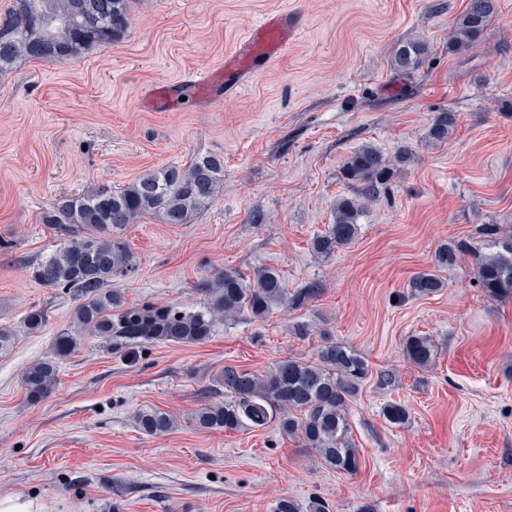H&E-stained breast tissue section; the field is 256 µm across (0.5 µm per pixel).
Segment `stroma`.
<instances>
[{"label": "stroma", "mask_w": 512, "mask_h": 512, "mask_svg": "<svg viewBox=\"0 0 512 512\" xmlns=\"http://www.w3.org/2000/svg\"><path fill=\"white\" fill-rule=\"evenodd\" d=\"M468 0H133L131 26L109 46L67 60H19L0 74V323L14 332L0 357V512H272L284 496H320L334 512H512V301L487 297L471 258L442 270L441 292L406 296L441 244L484 249V224L512 225V0L480 43L448 53ZM299 12L288 51L234 98L186 100L149 111L147 90L212 69L263 13ZM429 52L408 78L395 47ZM453 112L448 139L428 141L433 116ZM369 145L415 159L371 202L349 246L324 258L312 238L350 190L344 162ZM224 160V185L189 224L146 216L122 238L134 274L118 279L126 304L199 307L196 286L216 273L278 269L288 290L317 297L217 326L195 345L115 349L82 337L59 360L51 395L30 402L24 370L51 355L78 299L32 280L55 249L41 212L60 197L194 158ZM41 331L24 330L32 308ZM310 330L294 333L295 326ZM330 330L373 376L350 402L362 465L337 473L276 425L208 431L194 421L225 366L261 372L312 359ZM434 345L413 364L409 337ZM392 372L379 385L375 375ZM409 412L389 424L386 404ZM160 409L176 421L162 437L132 416Z\"/></svg>", "instance_id": "stroma-1"}]
</instances>
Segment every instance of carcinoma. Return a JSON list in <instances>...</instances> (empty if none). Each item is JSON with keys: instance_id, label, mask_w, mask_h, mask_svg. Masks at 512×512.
I'll return each mask as SVG.
<instances>
[{"instance_id": "obj_1", "label": "carcinoma", "mask_w": 512, "mask_h": 512, "mask_svg": "<svg viewBox=\"0 0 512 512\" xmlns=\"http://www.w3.org/2000/svg\"><path fill=\"white\" fill-rule=\"evenodd\" d=\"M495 0H469L448 35V52L461 53L476 46L495 11ZM131 0H12L0 17V73L22 58L60 60L75 58L93 44L110 45L125 35L130 25ZM428 46L412 40L393 51L391 65L409 75L421 66ZM457 124L453 112H438L427 138L441 142ZM412 150L404 147L393 158L372 146L353 152L341 176L351 196L336 200L333 223L312 241L313 250L329 257L350 245L359 235V219L375 200L380 188L410 161ZM224 184V159L215 155L194 158L186 167L167 166L141 175L123 188H99L81 195L63 196L41 212L39 223L57 233L58 246L31 268V278L47 288L78 294L72 331L55 338L53 355L69 356L82 336H94L115 347L158 342L194 345L209 339L218 324L243 313L257 319L269 317L281 306L299 305L314 297L310 284L296 294L280 272L270 266L253 269V276L238 271L218 273L203 283V305L184 310L154 302L127 306L112 282L133 274L137 258L124 241L114 236L144 215L165 224H188L215 197ZM479 233L495 239L499 251L485 255L460 241L442 245L433 271L420 272L407 285L410 295L423 297L442 291L446 282L436 270L456 264L470 253L475 284L494 300L512 299V231L499 224H484ZM45 310L33 308L23 318L30 332L43 328ZM322 345L308 361L286 359L256 373L233 365L224 366L217 384L224 399L212 400L195 414L196 424L208 430L264 428L278 424L281 431L298 438L321 463L338 473L354 475L360 467L358 449L349 433L347 409L371 375L368 361L354 348L321 333ZM412 363L430 362L434 348L426 336L406 342ZM58 381V367L51 360L27 367L22 384L29 400L50 395ZM382 415L392 425L408 421L402 404H388ZM134 425L145 435L162 436L173 430L170 414L150 409L134 416ZM322 498L304 503L293 497L278 499L272 512H332Z\"/></svg>"}]
</instances>
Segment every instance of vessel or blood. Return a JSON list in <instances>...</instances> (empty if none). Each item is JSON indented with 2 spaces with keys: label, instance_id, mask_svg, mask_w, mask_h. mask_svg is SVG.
Returning <instances> with one entry per match:
<instances>
[{
  "label": "vessel or blood",
  "instance_id": "b4317fda",
  "mask_svg": "<svg viewBox=\"0 0 512 512\" xmlns=\"http://www.w3.org/2000/svg\"><path fill=\"white\" fill-rule=\"evenodd\" d=\"M304 27L302 16L282 9L260 17L224 56L213 72L189 76L187 83L197 101L232 95L245 87L260 71L271 67L287 50ZM177 97L173 86L147 94L148 108L164 112L174 107Z\"/></svg>",
  "mask_w": 512,
  "mask_h": 512
}]
</instances>
